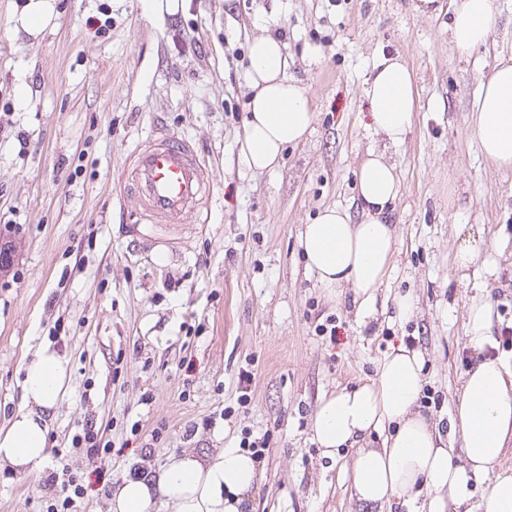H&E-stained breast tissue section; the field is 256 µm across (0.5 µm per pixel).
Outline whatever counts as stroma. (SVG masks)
I'll return each mask as SVG.
<instances>
[{"label": "stroma", "mask_w": 512, "mask_h": 512, "mask_svg": "<svg viewBox=\"0 0 512 512\" xmlns=\"http://www.w3.org/2000/svg\"><path fill=\"white\" fill-rule=\"evenodd\" d=\"M0 0V427L44 348L68 358L50 421L85 488L79 512H109L112 489L141 466L185 451L264 439L252 512H360L323 457L311 422L324 395L369 382L391 347L419 350L422 412L446 424L475 352L465 338L476 295L512 325V171L490 167L469 127L479 84L512 54V0L485 47L448 44L447 13L418 0ZM281 35L287 74L306 86L312 132L257 172L241 154L249 45ZM401 57L419 102L405 143L370 126L365 88L381 58ZM189 137L211 172L206 223L133 226L126 159L156 125ZM384 150L401 181L394 255L375 302L329 294L300 245L327 207L354 208L356 170ZM482 240L467 276L453 257ZM411 294L412 316L395 297ZM333 320L336 334L316 333ZM249 372L238 406L239 375ZM93 423L110 445L89 464L74 440ZM150 458H143V449ZM46 465L0 468V512H46Z\"/></svg>", "instance_id": "35a3bbf8"}]
</instances>
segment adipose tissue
<instances>
[{
    "mask_svg": "<svg viewBox=\"0 0 512 512\" xmlns=\"http://www.w3.org/2000/svg\"><path fill=\"white\" fill-rule=\"evenodd\" d=\"M495 24L493 0H448V41L458 53L485 44ZM249 89L242 150L247 165L263 171L277 164L287 145L306 138L314 114L305 88L286 74L283 44L270 35L251 43ZM366 98L374 131L390 145L403 143L418 102L404 62L382 59L367 82ZM471 124L484 158L512 170V57L499 59L480 84ZM357 184L355 210L325 208L305 225L300 244L321 287L335 295L351 289L365 309L388 275L399 179L383 153L372 149L358 167ZM493 324L491 305L472 301L465 332L478 355L464 374L447 427L419 410L423 359L401 346L379 361L373 381L321 400L313 438L330 459L340 449H355L347 477L363 506L381 507L424 486L432 493L426 512H459L473 496L472 483L498 464L512 443V360L483 356L494 341ZM70 371L66 357L46 349L36 354L27 367L22 404L0 430V465L25 471L46 459L50 415ZM375 432L384 436L378 448L369 445ZM453 438L460 439L459 449L449 448ZM259 480L258 461L249 451H189L150 478H123L112 492V512H152L159 503L173 512H245Z\"/></svg>",
    "mask_w": 512,
    "mask_h": 512,
    "instance_id": "adipose-tissue-1",
    "label": "adipose tissue"
}]
</instances>
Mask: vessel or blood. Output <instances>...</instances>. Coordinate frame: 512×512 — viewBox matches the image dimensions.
Wrapping results in <instances>:
<instances>
[{
	"label": "vessel or blood",
	"mask_w": 512,
	"mask_h": 512,
	"mask_svg": "<svg viewBox=\"0 0 512 512\" xmlns=\"http://www.w3.org/2000/svg\"><path fill=\"white\" fill-rule=\"evenodd\" d=\"M127 180L141 223L170 229L200 215L210 188L208 169L192 141L161 126L133 150Z\"/></svg>",
	"instance_id": "obj_1"
}]
</instances>
